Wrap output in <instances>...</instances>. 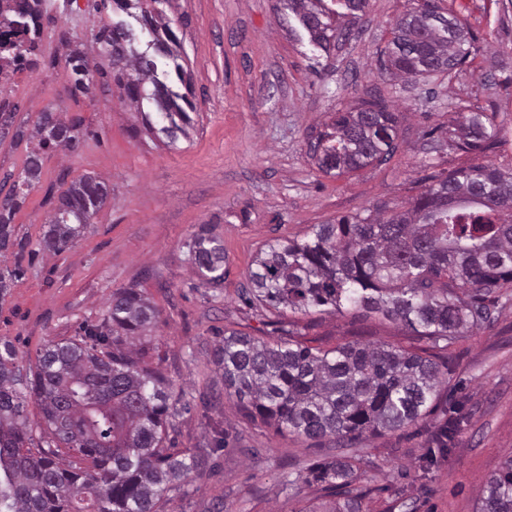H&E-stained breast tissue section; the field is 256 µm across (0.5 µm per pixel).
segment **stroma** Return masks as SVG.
<instances>
[{
	"instance_id": "obj_1",
	"label": "stroma",
	"mask_w": 512,
	"mask_h": 512,
	"mask_svg": "<svg viewBox=\"0 0 512 512\" xmlns=\"http://www.w3.org/2000/svg\"><path fill=\"white\" fill-rule=\"evenodd\" d=\"M437 3L467 18L476 53L455 77L424 85L377 65L396 19L416 0H368L350 39L327 57L278 0H166L161 9L180 41L187 96L196 106L172 144L122 100L111 65L91 73L88 89L74 87L69 58L98 61L96 38L112 26V0H51L52 20L38 40L43 62L27 93L0 89V111L13 115L0 138V183L21 177L37 145L39 113L80 131L74 151L44 153L41 177L14 215L20 237H41L60 192L80 176L100 177L111 189L71 249L25 254V275L0 301V337L32 361L47 340L77 337L82 325L99 323L116 289L142 290L160 312L150 333L151 365L183 400L203 391L216 396L209 413L180 412L166 447H193L218 429L225 441L214 472L186 483L165 512H209L219 500L224 512H300L325 503L302 478L334 455L333 443L279 431L240 407L212 359L227 329L271 339L287 325L312 347L359 333L430 351L447 388L467 394L446 458L424 460L446 418L440 408L416 426L362 441L366 512H477L485 479L512 457V301L493 324L440 349L400 323L349 306L307 315L242 297L249 269L271 243L305 239L312 225L378 206L404 210L440 173L478 162L512 171V0ZM372 96L401 114L396 151L356 172L322 173L309 140L336 111ZM479 110L493 118L503 141L474 153L442 148L462 117ZM203 224L224 243V282L216 288L200 285L189 262L188 243Z\"/></svg>"
}]
</instances>
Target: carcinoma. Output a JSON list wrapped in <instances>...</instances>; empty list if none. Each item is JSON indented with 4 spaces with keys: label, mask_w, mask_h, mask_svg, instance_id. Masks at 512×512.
Wrapping results in <instances>:
<instances>
[{
    "label": "carcinoma",
    "mask_w": 512,
    "mask_h": 512,
    "mask_svg": "<svg viewBox=\"0 0 512 512\" xmlns=\"http://www.w3.org/2000/svg\"><path fill=\"white\" fill-rule=\"evenodd\" d=\"M0 17L21 37L0 45L11 61L23 64L40 35L42 7ZM168 0H113L115 10L136 18L153 36L154 54L133 47L124 21L112 23L101 41L125 97L155 105L175 140L195 106L168 85L155 56L170 61L180 82L178 38L148 3ZM311 43L324 52L348 40L324 0H281ZM474 40L467 19L423 0L394 24L381 65L397 77L428 79L452 74L471 55ZM399 113L374 97L338 111L334 132L310 143L318 168L342 175L387 161L396 148ZM41 148L67 149L77 127L41 113L35 124ZM335 143L324 145L326 139ZM499 143V132L483 112H469L448 147L461 152ZM41 158L30 153L24 175L0 204V299L23 274L29 243L12 224L18 198L40 179ZM107 185L82 176L61 192L37 246L54 254L71 247L105 205ZM195 273L205 286L224 282V244L205 226L189 245ZM512 282V173L489 163L432 176V184L407 209L315 224L307 240L270 244L248 274L252 298L294 311L340 312L349 305L380 313L437 343L451 346L496 319L500 292ZM159 312L133 286L112 293L98 324L85 336L49 340L37 351L35 367L22 364L14 343L0 337V512H163L170 493L212 469L207 442L178 452L162 447L178 414L169 379L140 360L138 345L156 326ZM224 387L247 411L279 430L321 440L332 438L342 451L309 471L305 482L336 498L328 512H364L362 455L351 448L364 435L397 431L424 420L441 402L442 374L428 356L378 343H344L330 349L293 339L264 340L224 330L212 351ZM35 400L52 429L55 447L35 439L25 404ZM460 420L454 415L432 434L437 451L455 447ZM75 454L81 467L64 457ZM479 512H512V458L485 481Z\"/></svg>",
    "instance_id": "1"
}]
</instances>
